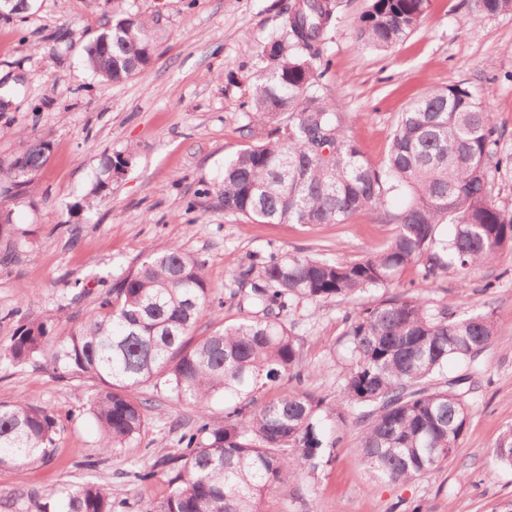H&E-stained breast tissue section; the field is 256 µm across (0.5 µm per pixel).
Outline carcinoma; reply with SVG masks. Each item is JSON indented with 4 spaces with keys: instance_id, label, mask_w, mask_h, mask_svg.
<instances>
[{
    "instance_id": "obj_1",
    "label": "carcinoma",
    "mask_w": 512,
    "mask_h": 512,
    "mask_svg": "<svg viewBox=\"0 0 512 512\" xmlns=\"http://www.w3.org/2000/svg\"><path fill=\"white\" fill-rule=\"evenodd\" d=\"M429 0H371L360 20V44L385 50L420 24ZM335 0H297L286 36L262 49L268 62L245 102L252 118L273 124L268 140L248 144L224 178L198 189L224 212L264 224H345L373 212L395 232L381 248L353 261L321 254L250 262L234 278L231 298L247 316L206 336L193 335L210 307L204 262L176 244L149 251L122 276L80 327L50 335L47 322L22 325L0 358L49 361L60 377H88L99 446L109 452L138 439L148 423L138 389H164L176 405L206 412L224 398V423L203 422L184 434L168 458L176 474L154 512H257L264 492L315 470L337 447L336 427L361 428L360 461L375 478L408 482L438 471L463 438L475 370L497 334L489 313L448 315L416 296L395 295L349 318L343 333L348 367L336 399L296 389L273 400L267 388L301 380L304 343L282 317L287 300L344 301L390 288L419 267L423 280L454 268L464 276L512 251V210L492 196L491 171L512 167L489 106L463 83L434 88L400 113L384 167L373 166L342 125V113L320 94L329 69L323 36ZM480 16L512 13V0H476ZM98 77L125 82L151 65V23L127 13L104 24L85 47ZM21 149L0 167V195L13 199L47 161L51 142L26 129ZM444 224L448 234L440 232ZM467 372L449 377L448 362ZM53 413L21 398L0 407V466H30L55 443ZM512 471V426L488 456L489 478ZM112 487L85 482L58 494L55 510L112 512Z\"/></svg>"
}]
</instances>
